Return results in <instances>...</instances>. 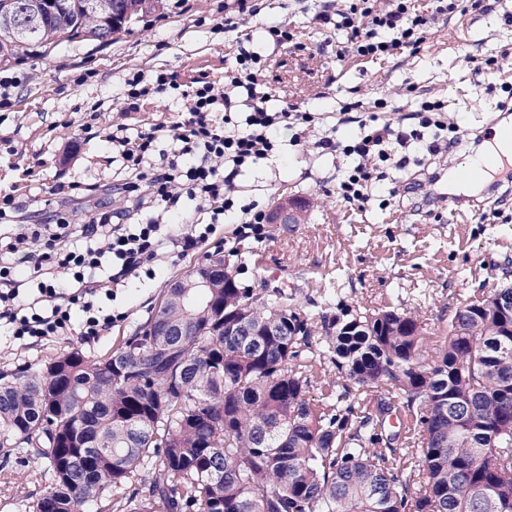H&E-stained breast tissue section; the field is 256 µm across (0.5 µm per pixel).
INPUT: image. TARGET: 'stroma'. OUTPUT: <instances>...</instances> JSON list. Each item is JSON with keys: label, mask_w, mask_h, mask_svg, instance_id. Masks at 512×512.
<instances>
[{"label": "stroma", "mask_w": 512, "mask_h": 512, "mask_svg": "<svg viewBox=\"0 0 512 512\" xmlns=\"http://www.w3.org/2000/svg\"><path fill=\"white\" fill-rule=\"evenodd\" d=\"M230 2L162 0L161 9L108 43L23 49L0 63V73L19 80L8 105L0 106V191L12 193L26 214L74 184L98 186L113 207H122L112 191L125 178L107 140L113 123L140 131L171 124L182 110L180 100L149 95L139 110L126 111V79L160 69L183 83L222 79L234 63L238 35L222 29ZM255 2L259 13L245 18L240 33L265 61L270 108L296 103L316 120L298 143L295 128L276 130L279 155L237 176L238 202L269 212L282 198L295 199L305 205L301 223L266 224L260 243L237 239L234 225L223 224L209 245L160 262L155 279L118 290L115 303L128 317L97 340L87 343L74 333L32 340L27 348L0 352L1 373L39 369L69 351L107 354L151 316L169 282L218 253L242 284L283 289L304 310H320L325 296L339 291L349 304L410 310L433 327L447 324L460 299L512 283V196L494 186L481 207L462 218L452 200L435 196L427 184L429 174L447 172L474 153V139L504 99V85L512 84V21L506 19L512 0H486L484 9L439 18L418 52L374 61L337 59L345 36L316 21L319 0ZM278 23L294 31L293 45L270 40L267 28ZM382 98L388 106L376 110ZM424 100L444 103L440 119L457 143L429 155L425 144L434 131L426 129L424 144L395 149L405 168L378 163L392 191L388 201L376 196L361 208L340 199L338 183L357 160L323 151L318 140L334 127L351 135L373 114L417 127L415 109ZM346 103L353 111H343ZM94 104L100 107L95 115L89 112ZM24 461L20 455L0 469V512H28L47 491L23 478Z\"/></svg>", "instance_id": "obj_1"}]
</instances>
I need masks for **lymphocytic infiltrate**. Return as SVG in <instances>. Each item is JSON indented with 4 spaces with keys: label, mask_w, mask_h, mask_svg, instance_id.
I'll use <instances>...</instances> for the list:
<instances>
[{
    "label": "lymphocytic infiltrate",
    "mask_w": 512,
    "mask_h": 512,
    "mask_svg": "<svg viewBox=\"0 0 512 512\" xmlns=\"http://www.w3.org/2000/svg\"><path fill=\"white\" fill-rule=\"evenodd\" d=\"M430 2L425 13L413 0H347L337 9L323 5L316 19L345 32L355 56L378 60L418 50L431 18L467 9L464 0ZM263 71L261 57L241 46L220 83L204 77L182 83L164 70L148 80L138 73L127 79L128 108H137L145 95L155 93L178 97L183 111L168 129L172 157L157 167L149 163L156 150V128L131 136L124 125H113L112 149L129 173L114 188L124 196L125 208H110L90 190L78 196L79 210L55 205L34 222L22 215L13 194L0 193L1 341L11 345L75 331L85 341L97 338L127 317L120 309L104 307L103 299H116V287L129 277L153 276L169 247L185 254L208 244L227 212L241 211L240 237L263 241L266 213L239 205L234 180L243 167L276 153L273 132L280 125L309 126L315 120L295 104L271 111ZM443 109L441 101H421L420 126L407 132L386 124L347 145L323 137L320 148L358 159L339 183L342 200L367 203L372 160H390L387 144L404 148L422 140L424 129L435 124L434 113ZM186 199L208 212L210 221L177 233L168 216ZM17 259L28 264V278H18L13 266Z\"/></svg>",
    "instance_id": "lymphocytic-infiltrate-1"
}]
</instances>
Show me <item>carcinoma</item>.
<instances>
[{
    "mask_svg": "<svg viewBox=\"0 0 512 512\" xmlns=\"http://www.w3.org/2000/svg\"><path fill=\"white\" fill-rule=\"evenodd\" d=\"M87 3L54 0L25 32L0 23V53L103 42L144 14L112 0L122 25L91 26ZM496 292L462 299L429 359L433 331L405 310L338 294L317 324L281 291L167 288L187 335L144 324L108 356L0 375V459H33L47 492L32 512H512V318Z\"/></svg>",
    "mask_w": 512,
    "mask_h": 512,
    "instance_id": "1",
    "label": "carcinoma"
}]
</instances>
